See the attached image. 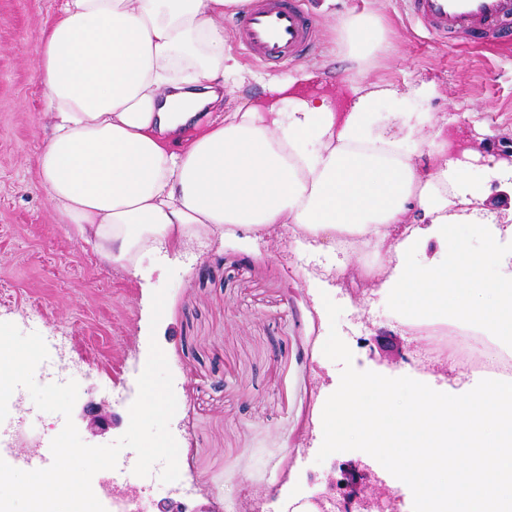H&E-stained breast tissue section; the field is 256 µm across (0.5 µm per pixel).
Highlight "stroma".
I'll return each mask as SVG.
<instances>
[{"instance_id":"obj_1","label":"stroma","mask_w":512,"mask_h":512,"mask_svg":"<svg viewBox=\"0 0 512 512\" xmlns=\"http://www.w3.org/2000/svg\"><path fill=\"white\" fill-rule=\"evenodd\" d=\"M313 15V52L287 62L263 63L238 39L237 17H225L224 36L252 75L239 84L226 80L224 98H260L272 77L285 79L317 63L305 93L346 101L352 76L333 25L349 12L376 11L392 50L378 59L368 81L386 79L410 91L435 84L429 100L411 98L423 113L414 151L444 127L449 139L478 151L512 142V45L494 46L475 35L449 41L429 33L409 13L405 0H336L330 16L318 14L320 0H303ZM57 0H0V321L22 333L38 332L49 349L50 369L81 378L73 422L82 441L106 445L129 426V407L138 392L150 341H157L173 376L177 410L170 430L179 448L180 477H126L113 469L120 488L147 491L148 512L169 498L195 512H289V495L338 499L335 483L358 465L365 494L387 512L411 498L369 454L337 452L317 462L321 447L314 423L319 401L340 383L342 366L323 345L330 328L353 353V366L387 377L444 376L448 385L476 384L480 376L451 353L431 354L427 337L401 332L391 301L375 282L389 256L368 250H325L297 254L292 234L277 237L190 239L180 252H143L137 270L104 263L61 223L41 191L36 160L44 143V110L33 79L37 37ZM351 260L363 269L357 285L339 276ZM327 281V293L343 308L337 325L316 312L320 299L308 278ZM165 290L158 326H151L152 295ZM106 407L111 429L93 435L83 406ZM0 429L10 447L0 459L22 469L57 436L64 418L40 411L26 389H16Z\"/></svg>"}]
</instances>
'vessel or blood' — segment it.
<instances>
[{
	"label": "vessel or blood",
	"instance_id": "vessel-or-blood-1",
	"mask_svg": "<svg viewBox=\"0 0 512 512\" xmlns=\"http://www.w3.org/2000/svg\"><path fill=\"white\" fill-rule=\"evenodd\" d=\"M410 14L429 32L465 33L491 41L512 39V0H406ZM239 39L259 60L297 58L315 44L312 19L302 0H255L239 21Z\"/></svg>",
	"mask_w": 512,
	"mask_h": 512
}]
</instances>
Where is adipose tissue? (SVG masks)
Segmentation results:
<instances>
[{"label": "adipose tissue", "mask_w": 512, "mask_h": 512, "mask_svg": "<svg viewBox=\"0 0 512 512\" xmlns=\"http://www.w3.org/2000/svg\"><path fill=\"white\" fill-rule=\"evenodd\" d=\"M252 0H61L37 38L34 81L50 134L37 158L39 185L63 223L109 264L133 269L147 250L179 251L191 238L291 227L302 249L344 233L394 263L377 288L408 330L457 325L512 350V221L489 207V180L507 183L512 160L451 147L408 149L417 128L389 132L407 95L368 82L370 57L391 50L380 17L341 25L358 76L347 105L296 93L313 79H271L204 127L187 125L243 69L224 46V18ZM481 239L473 252L460 233ZM432 256H425L428 244ZM498 274L488 279L486 266Z\"/></svg>", "instance_id": "obj_1"}]
</instances>
